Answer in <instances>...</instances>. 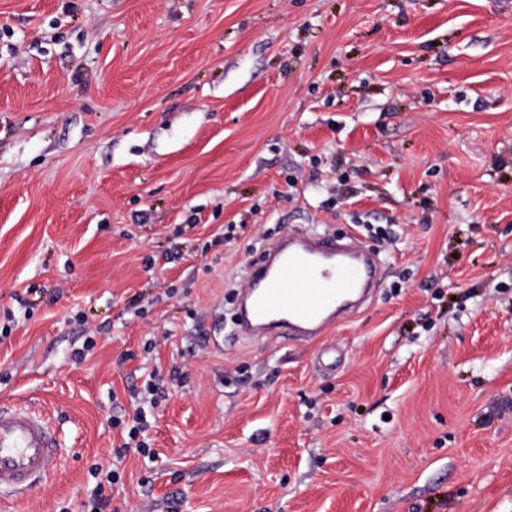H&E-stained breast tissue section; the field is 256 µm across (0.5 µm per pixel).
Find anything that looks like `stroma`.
I'll list each match as a JSON object with an SVG mask.
<instances>
[{
    "label": "stroma",
    "instance_id": "1",
    "mask_svg": "<svg viewBox=\"0 0 512 512\" xmlns=\"http://www.w3.org/2000/svg\"><path fill=\"white\" fill-rule=\"evenodd\" d=\"M298 229L381 287L244 336ZM3 327L64 455L0 512H80L155 370L106 512H512V0H0ZM145 420L146 416L144 406L139 405L135 409V412L133 414V424L128 428L127 431L128 441H125L121 430V435L124 441L115 448H113V455L117 462L124 458L131 448H135V450L138 451L144 457L147 456L149 459L155 458L156 451L150 448L149 443L145 441L144 438L142 440H139L141 433L145 431L147 427ZM133 443L134 447H132Z\"/></svg>",
    "mask_w": 512,
    "mask_h": 512
}]
</instances>
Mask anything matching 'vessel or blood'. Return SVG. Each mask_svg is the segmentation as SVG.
Returning <instances> with one entry per match:
<instances>
[{
	"label": "vessel or blood",
	"mask_w": 512,
	"mask_h": 512,
	"mask_svg": "<svg viewBox=\"0 0 512 512\" xmlns=\"http://www.w3.org/2000/svg\"><path fill=\"white\" fill-rule=\"evenodd\" d=\"M381 280L375 256L329 236L294 233L251 266L241 322L277 337L313 341ZM51 419L28 406L0 403V489L28 492L60 462Z\"/></svg>",
	"instance_id": "1"
}]
</instances>
